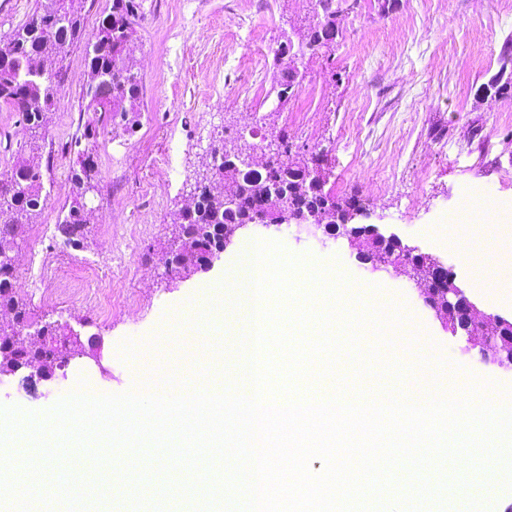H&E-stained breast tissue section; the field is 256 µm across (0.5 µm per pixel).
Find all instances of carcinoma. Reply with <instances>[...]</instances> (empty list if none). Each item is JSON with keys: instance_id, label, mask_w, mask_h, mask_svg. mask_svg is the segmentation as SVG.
<instances>
[{"instance_id": "obj_1", "label": "carcinoma", "mask_w": 512, "mask_h": 512, "mask_svg": "<svg viewBox=\"0 0 512 512\" xmlns=\"http://www.w3.org/2000/svg\"><path fill=\"white\" fill-rule=\"evenodd\" d=\"M86 0H36L28 20L10 33L11 50L0 53V102L18 113L24 141L22 150L27 159L6 179H0V246L10 245L19 232L34 223L48 204L43 181L44 114L50 110L63 82V60L66 52L78 43L84 31ZM319 8L315 22L301 34L304 47L316 52L336 39V16L340 0H315ZM142 17L138 0H112L110 12L102 19L94 36L92 52L88 53L89 70L82 100L88 112H110L124 116L139 111L142 80L127 63V49L136 34ZM499 60L501 67L487 89L503 96L512 92V38L504 41ZM221 162L213 170L212 180L198 185L194 204L174 213L171 224L179 225L186 242L199 246L206 254L220 247L213 225L224 223V196L215 185L224 181V148L212 149ZM34 171L27 189L8 196L1 189L14 182L22 170ZM288 167L279 157L266 161L265 174L251 179L247 196L237 207L232 221L252 223L258 212L262 194L275 180H281L282 202L302 204L329 224H348L352 212L362 209L360 201L351 196L338 199L331 195L308 199L296 193V182L284 178ZM72 196L69 209L57 230L67 243H83L86 226L91 223L94 208L84 200V182H99L94 154L89 149L77 151L69 175ZM16 270L0 268V307L14 312L17 319H28L26 304L15 286Z\"/></svg>"}]
</instances>
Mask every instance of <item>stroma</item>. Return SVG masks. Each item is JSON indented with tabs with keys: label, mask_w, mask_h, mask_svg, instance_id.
I'll use <instances>...</instances> for the list:
<instances>
[{
	"label": "stroma",
	"mask_w": 512,
	"mask_h": 512,
	"mask_svg": "<svg viewBox=\"0 0 512 512\" xmlns=\"http://www.w3.org/2000/svg\"><path fill=\"white\" fill-rule=\"evenodd\" d=\"M314 8V0H142L144 19L130 53L142 94L130 133L111 114L85 111V47L69 50L64 86L47 114L49 202L14 249L19 256L54 253L59 293L39 302L22 267L17 287L31 321H56L96 338L102 359H71L34 394L18 376L1 375L0 405L43 412L83 384L123 394L150 359L176 370L192 388L213 375L228 384L237 374L233 311L225 312L221 328L196 336L189 356L182 350L181 318L195 311L251 238L311 255L344 272L349 284L364 286L375 302L397 308L403 320L390 330V353L401 363L410 364L412 344L422 337L463 386L489 382L499 393L512 392V370L483 361L465 339L449 335L406 275L366 269L344 238H313L293 224H252L209 269L183 280L169 277L163 261L171 217L187 204L211 149L243 143L260 150L278 136L288 140L292 157H324L325 191L358 197V223L377 225L439 259L479 310L512 318V297L478 287L459 249L473 228L499 261L512 258L497 225L468 226L470 211L459 204L468 193L496 207L512 205V97L486 90L499 71L502 43L512 36V8L504 0H344L335 41L304 55L298 92L278 102L276 87L289 58L277 49L311 22ZM92 121L99 129L91 149L101 191L77 250L64 244L56 225L71 196L75 140ZM22 140L16 112L0 102V178L24 159ZM166 169L172 179L163 177ZM90 262L111 265L112 283L124 287L125 301L111 315L83 299L89 282L82 270ZM218 338L220 361L211 349ZM337 372L307 385L306 393L333 390L340 377L349 389L369 393L395 384L389 376H357L348 351ZM449 504L452 512H507L512 491L493 475L452 492Z\"/></svg>",
	"instance_id": "1"
}]
</instances>
